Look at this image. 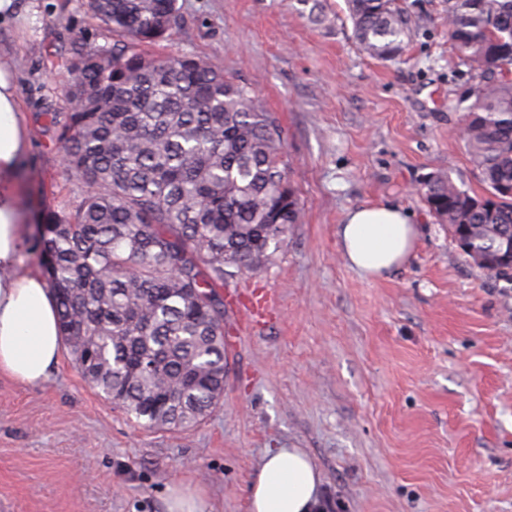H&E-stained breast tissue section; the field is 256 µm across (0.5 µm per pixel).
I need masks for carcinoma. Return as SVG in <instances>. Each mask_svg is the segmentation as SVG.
I'll return each mask as SVG.
<instances>
[{
  "label": "carcinoma",
  "instance_id": "obj_1",
  "mask_svg": "<svg viewBox=\"0 0 512 512\" xmlns=\"http://www.w3.org/2000/svg\"><path fill=\"white\" fill-rule=\"evenodd\" d=\"M354 36L376 58L399 55L409 29L396 0H346ZM454 64L470 72L459 134L486 190L430 174L418 193L463 253L503 277L512 231V0H446ZM117 36L89 50L53 120L67 170L85 190L45 211L41 252L73 363L91 388L148 429L188 428L224 398V268L250 272L288 244L301 201L284 143L251 84L201 56L140 46L168 33L178 0H87Z\"/></svg>",
  "mask_w": 512,
  "mask_h": 512
}]
</instances>
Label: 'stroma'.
Returning <instances> with one entry per match:
<instances>
[{
    "label": "stroma",
    "instance_id": "1",
    "mask_svg": "<svg viewBox=\"0 0 512 512\" xmlns=\"http://www.w3.org/2000/svg\"><path fill=\"white\" fill-rule=\"evenodd\" d=\"M148 54L202 56L251 83L281 129L302 213L288 244L225 295L267 288L279 306L243 327L224 311V399L205 421L148 430L101 398L63 352L31 387L0 373V512H166L168 489L247 512L273 448H302L326 512H512V282L466 257L415 188L428 173L474 193L483 175L455 129L470 86L454 67L444 0H398L409 36L379 60L345 0H179ZM0 19L27 114L20 221L80 200L51 116L81 52L115 40L85 0H22ZM391 203L418 227L409 259L377 277L340 249L347 212Z\"/></svg>",
    "mask_w": 512,
    "mask_h": 512
}]
</instances>
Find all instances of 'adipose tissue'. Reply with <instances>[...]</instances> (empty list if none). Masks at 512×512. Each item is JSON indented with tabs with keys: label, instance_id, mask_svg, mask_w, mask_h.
I'll use <instances>...</instances> for the list:
<instances>
[{
	"label": "adipose tissue",
	"instance_id": "ef3b65f1",
	"mask_svg": "<svg viewBox=\"0 0 512 512\" xmlns=\"http://www.w3.org/2000/svg\"><path fill=\"white\" fill-rule=\"evenodd\" d=\"M28 146L14 67L0 56V373L37 387L58 364L64 338L46 277L22 261L29 236L18 217L17 180ZM416 237L406 212L384 203L348 211L340 245L352 267L379 276L408 260ZM247 500L248 512H321V473L304 449H272L250 478Z\"/></svg>",
	"mask_w": 512,
	"mask_h": 512
}]
</instances>
